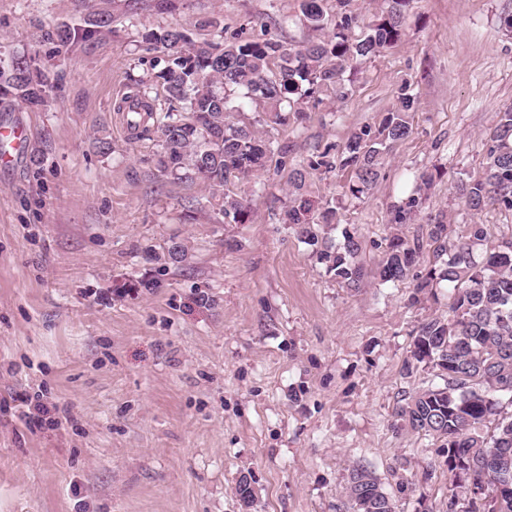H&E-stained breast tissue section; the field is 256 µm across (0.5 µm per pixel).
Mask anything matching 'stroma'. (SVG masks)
<instances>
[{
  "mask_svg": "<svg viewBox=\"0 0 512 512\" xmlns=\"http://www.w3.org/2000/svg\"><path fill=\"white\" fill-rule=\"evenodd\" d=\"M109 33L58 52L52 27L79 25L85 0H0V62L38 54L48 103L0 104L32 132L29 157L0 168V512H353V469L379 480L396 512H448L449 474L432 438L396 427L420 322L448 314V291L413 303L412 282L341 288L282 224L288 173L236 184L246 224H221L208 188L161 175L155 137L131 139L117 100L160 55L143 28L193 30L217 16L225 38L316 39L300 0H114ZM512 0H411L404 36L358 65L345 98L326 92L307 117L262 125L294 164L377 124L410 85L413 132L384 155L366 197L349 168L311 175L378 258L391 208L415 173L442 170L413 218H444L450 238L483 225L512 240V212L468 210L454 183L479 170L487 135L512 106ZM110 141L100 152L96 138ZM185 263L160 268L174 244ZM42 393L60 424L17 416ZM248 477L255 502L236 487Z\"/></svg>",
  "mask_w": 512,
  "mask_h": 512,
  "instance_id": "stroma-1",
  "label": "stroma"
}]
</instances>
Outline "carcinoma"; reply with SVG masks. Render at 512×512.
<instances>
[{
    "label": "carcinoma",
    "mask_w": 512,
    "mask_h": 512,
    "mask_svg": "<svg viewBox=\"0 0 512 512\" xmlns=\"http://www.w3.org/2000/svg\"><path fill=\"white\" fill-rule=\"evenodd\" d=\"M301 0L303 22L314 30L332 28L326 39L286 47L279 40L225 41L192 39L176 28H146V48L163 53L166 64L149 81H139L134 96L137 110L128 125L157 135L158 171L184 182L201 181L212 190V207L226 224H246L247 200L230 193L229 186L276 161L280 147L262 138L245 116L246 102H261L268 121L284 125L305 118L301 104L315 94L332 90L345 96V74L403 36L404 13L411 0H390L389 9L369 21L352 8L353 0ZM111 14L100 7L89 13L87 25H60L52 33L61 49L79 39L100 36ZM47 75L34 56L16 59L0 68V97L40 105L45 100ZM165 92L168 106H157L150 86ZM416 96L405 85L400 107L377 127L354 130L341 147L326 146L288 172L292 195L282 223L295 228L311 247L317 263L336 283L357 290L367 276L360 259L362 240L354 227L341 229L342 243L332 244L319 226L336 228V203L316 202L304 194L306 178L335 163L350 167L354 180L347 187L354 198L369 193L382 176V155L391 143L408 138ZM464 205L480 212L488 205L512 211V106L498 113L487 138L482 172L465 174L456 183ZM421 206L411 195L392 213L391 225L402 227ZM486 233L481 224L466 225L465 233L448 241V225L428 224L408 237L387 238L373 275L382 283L413 280V301L448 288V317L422 322L405 365L411 373L426 367L442 380L405 398L398 420L422 432L446 449L448 472L453 475L448 512L459 501L462 512H512V241L486 251L477 259L474 247ZM509 486L486 504L476 495L483 484ZM348 496L354 512H395V506L375 477L362 469L350 473Z\"/></svg>",
    "instance_id": "1"
}]
</instances>
